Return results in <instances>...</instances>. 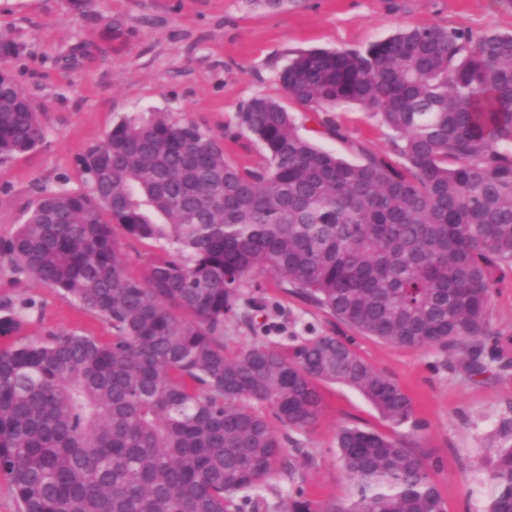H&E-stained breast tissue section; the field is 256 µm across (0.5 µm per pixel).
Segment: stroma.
I'll use <instances>...</instances> for the list:
<instances>
[{
    "mask_svg": "<svg viewBox=\"0 0 512 512\" xmlns=\"http://www.w3.org/2000/svg\"><path fill=\"white\" fill-rule=\"evenodd\" d=\"M421 23L472 30L512 31L507 0H284L273 9L262 0H93L82 14L68 0H0V38L22 43L9 58V75L28 96L44 131L33 152L0 163V238L20 223L37 187L67 182L79 188L77 160L122 117L168 112L222 136L239 166L262 160L261 146L242 133L234 116L261 96L279 98L277 74L299 50H360L397 29ZM81 46L74 65L64 56ZM305 137L348 160L363 152L397 159L391 131L360 108L335 113L343 134H329L314 113L293 108ZM266 305L263 326L226 323L232 350L255 341L290 343L295 336H352L357 354L396 382L411 398L421 423L419 446L439 467L433 479L446 512H483L491 493L485 461L490 448L512 439V371L469 379L463 347L407 348L352 334L328 310L281 288L269 272L258 276ZM34 300L39 308L26 327L29 338L74 330L103 340L112 331L77 304L42 284L14 286L0 271V291ZM324 411L295 439L304 456L294 478L275 476L264 495L288 505L293 487L319 502L347 499L353 484L336 458V433L356 425L406 436L411 425L390 428L357 391L320 385Z\"/></svg>",
    "mask_w": 512,
    "mask_h": 512,
    "instance_id": "stroma-1",
    "label": "stroma"
}]
</instances>
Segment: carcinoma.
Here are the masks:
<instances>
[{
  "mask_svg": "<svg viewBox=\"0 0 512 512\" xmlns=\"http://www.w3.org/2000/svg\"><path fill=\"white\" fill-rule=\"evenodd\" d=\"M278 81L336 135L330 113H371L401 161L317 147L272 97L236 112L264 149L251 169L192 121L128 116L80 157L81 188L39 190L0 240L15 284L38 281L112 328L108 341L29 340L35 302L0 293V481L20 512L267 509L268 481L295 475L290 433L323 413L320 381L418 427L409 396L345 336L227 351L224 323L248 318L262 270L361 335L462 345L472 377L512 369V336L488 322L512 271V32L410 25L363 50L298 52ZM43 139L0 66V161ZM124 239L159 250L138 277ZM336 449L354 496L315 504L299 489L291 512H445L438 461L405 439L345 426ZM488 470L484 512H512V443Z\"/></svg>",
  "mask_w": 512,
  "mask_h": 512,
  "instance_id": "carcinoma-1",
  "label": "carcinoma"
}]
</instances>
